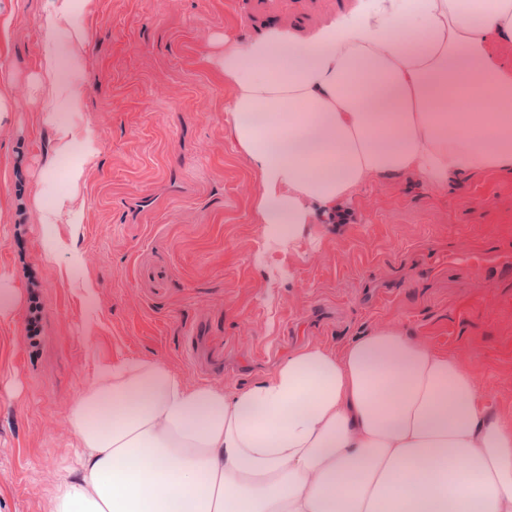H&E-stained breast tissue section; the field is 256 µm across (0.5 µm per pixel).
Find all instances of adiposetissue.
<instances>
[{"label":"adipose tissue","mask_w":512,"mask_h":512,"mask_svg":"<svg viewBox=\"0 0 512 512\" xmlns=\"http://www.w3.org/2000/svg\"><path fill=\"white\" fill-rule=\"evenodd\" d=\"M308 36L224 43L227 133L261 223L296 236L369 179L512 174V0H372ZM482 101L486 112L471 110ZM51 512H512V421L458 358L385 326L241 390L162 361L99 366Z\"/></svg>","instance_id":"ef3b65f1"}]
</instances>
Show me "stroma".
I'll return each mask as SVG.
<instances>
[{
    "label": "stroma",
    "instance_id": "1",
    "mask_svg": "<svg viewBox=\"0 0 512 512\" xmlns=\"http://www.w3.org/2000/svg\"><path fill=\"white\" fill-rule=\"evenodd\" d=\"M357 0H79L46 33L52 0H0L12 107L0 121V503L50 512L77 438L71 403L100 365L146 357L191 384L236 390L314 343L343 348L381 325L459 357L512 419V175L432 188L375 178L345 222L269 238L260 177L226 136L225 37L273 21L309 31ZM87 38L73 46L70 33ZM54 50L73 104L50 105ZM73 132L53 157L52 113ZM83 164L80 181L72 165ZM50 176L81 221H41ZM38 315H31L32 303ZM37 336H30L29 324ZM38 77L40 88L50 98L58 99L66 93L65 87L59 78L57 57L51 50H48L43 56Z\"/></svg>",
    "mask_w": 512,
    "mask_h": 512
}]
</instances>
